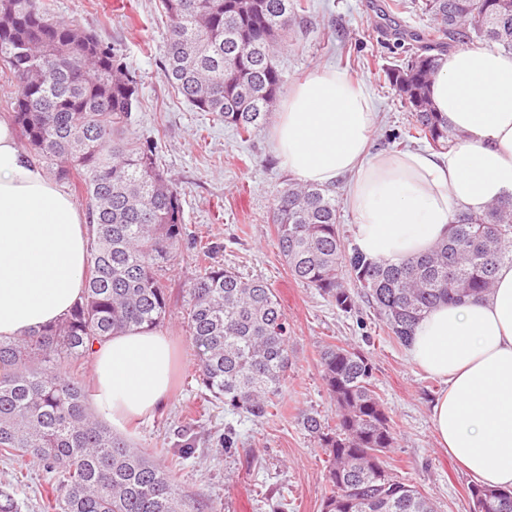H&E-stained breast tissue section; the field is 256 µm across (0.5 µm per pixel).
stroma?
Returning a JSON list of instances; mask_svg holds the SVG:
<instances>
[{
  "instance_id": "35a3bbf8",
  "label": "stroma",
  "mask_w": 512,
  "mask_h": 512,
  "mask_svg": "<svg viewBox=\"0 0 512 512\" xmlns=\"http://www.w3.org/2000/svg\"><path fill=\"white\" fill-rule=\"evenodd\" d=\"M387 0H311L307 33L278 64L288 83L332 66L365 83L375 96L376 151L420 148L407 128L411 114L375 67L390 63L400 32H422L428 21L415 9L384 13ZM53 17L73 22L114 45L139 78V103L130 131L156 148L161 170L181 192L188 238L218 245L225 268L274 288L291 327L288 387L280 413L254 420L220 405L201 409L204 389L194 375V348L173 306L162 328L174 341L179 368L167 406L131 423L122 436L155 453L179 448L189 416H196V448L177 473L183 490L207 512H321L324 455L303 430L300 412L329 419L334 407L321 376L319 353L328 342L359 347L373 367L376 390L397 434L386 456L393 473L411 481L437 512H472L474 478L435 440L431 407L440 380L413 366L405 345L379 327L367 306L345 313L315 289L292 280L277 247L273 198L290 177L275 155L270 129L249 141L208 112H199L168 84L161 61L167 19L158 0H51ZM233 429L232 452L216 448L211 433Z\"/></svg>"
}]
</instances>
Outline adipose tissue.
I'll list each match as a JSON object with an SVG mask.
<instances>
[{"label": "adipose tissue", "instance_id": "ef3b65f1", "mask_svg": "<svg viewBox=\"0 0 512 512\" xmlns=\"http://www.w3.org/2000/svg\"><path fill=\"white\" fill-rule=\"evenodd\" d=\"M463 137L447 150L375 153L368 86L325 67L293 85L271 137L289 173L326 186L347 174L346 204L366 259L401 263L447 238L453 217L512 195V53L454 51L431 87ZM85 215L0 118V336L64 317L83 294ZM409 361L442 380L431 410L436 442L481 484L512 489V265L477 302L442 304L418 323ZM97 410L123 430L169 398L177 358L161 329L94 344Z\"/></svg>", "mask_w": 512, "mask_h": 512}]
</instances>
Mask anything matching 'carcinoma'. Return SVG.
I'll return each mask as SVG.
<instances>
[{"instance_id": "cac0c4a2", "label": "carcinoma", "mask_w": 512, "mask_h": 512, "mask_svg": "<svg viewBox=\"0 0 512 512\" xmlns=\"http://www.w3.org/2000/svg\"><path fill=\"white\" fill-rule=\"evenodd\" d=\"M430 26L422 45L382 68L413 117L409 136L446 150L462 134L430 95L448 49L479 41L512 52V0H413ZM169 18L164 75L195 109L241 135L268 124L286 84L277 62L286 34H306V0H161ZM0 63L17 80L19 136L54 174L76 179L89 200L92 240L82 297L55 324L0 338V458L19 474L36 461L59 474L43 512H203L174 468L131 446L94 415L79 369L90 345L134 328H156L171 304L165 272L185 241L181 193L156 165L155 148L129 136L138 80L117 49L50 17L47 0H0ZM288 273L350 313L372 308L388 335L407 344L442 303L479 300L512 263V196L481 214L461 213L448 238L401 264L347 255L335 196L288 181L273 203ZM199 273L183 317L196 348L205 403L253 419L278 415L288 383L291 330L275 290L215 261L219 247L193 241ZM322 380L333 421L309 412L301 425L325 455L322 512H434L385 456L396 432L359 349L327 343ZM473 512H512V491L474 484Z\"/></svg>"}]
</instances>
